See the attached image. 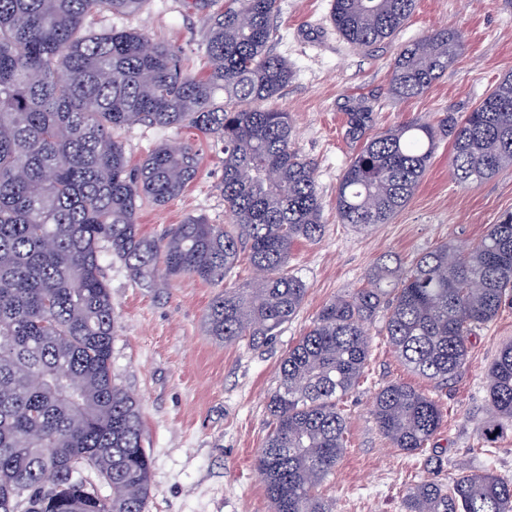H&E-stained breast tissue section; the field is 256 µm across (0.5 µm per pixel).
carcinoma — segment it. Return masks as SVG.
<instances>
[{"instance_id": "carcinoma-1", "label": "carcinoma", "mask_w": 512, "mask_h": 512, "mask_svg": "<svg viewBox=\"0 0 512 512\" xmlns=\"http://www.w3.org/2000/svg\"><path fill=\"white\" fill-rule=\"evenodd\" d=\"M146 0H0V512H145L151 458L141 409L112 377L115 312L107 256L147 288L172 278L219 281L246 255L266 276L226 288L205 317L226 345L261 346L301 308L307 288L288 270L292 245L322 234L316 165L295 147L289 113L265 108L293 71L271 53L277 0H224L207 17L208 74H186L179 52L131 29L92 32L88 18L135 14ZM417 0H332L349 44L391 39ZM464 35L442 28L405 46L390 91L421 95L448 70ZM224 100H219V94ZM360 143L336 188L343 224L387 223L419 186L436 141L452 138L450 167L469 186L512 168V72L464 117L415 118L367 138L372 113L347 112ZM189 127L223 144L226 228L189 216L160 239L141 233L145 204L162 206L198 172L187 144L155 149L138 166L115 132ZM367 284L326 303L288 349L270 395L272 430L256 458L271 512H335L321 487L347 446L343 400L364 378L377 316L396 357L446 383L466 366L474 328L512 301V214L475 243L444 242L405 269L386 258ZM479 281L482 287H472ZM40 376L42 384L31 387ZM491 442L512 423V344L487 371ZM373 419L391 447H427L439 403L404 382L379 388ZM95 470L101 495L81 472ZM404 512H512V481L469 469L408 488Z\"/></svg>"}]
</instances>
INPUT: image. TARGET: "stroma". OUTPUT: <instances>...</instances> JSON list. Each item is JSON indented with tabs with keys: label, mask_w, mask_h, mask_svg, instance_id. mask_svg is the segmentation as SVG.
Here are the masks:
<instances>
[{
	"label": "stroma",
	"mask_w": 512,
	"mask_h": 512,
	"mask_svg": "<svg viewBox=\"0 0 512 512\" xmlns=\"http://www.w3.org/2000/svg\"><path fill=\"white\" fill-rule=\"evenodd\" d=\"M193 0H149L140 13H109L88 20L90 29L134 28L155 42L175 47L185 73H207L204 13L224 9L208 0L206 12ZM331 0H278L270 42L287 58L293 78L272 107L290 113L300 154L317 168L325 232L292 248L289 268L305 281L304 304L279 336L261 348L224 345L208 336L204 318L223 289L243 285L252 271L239 264L220 283L188 277L168 288L142 287L118 259L106 258L116 323L112 376L141 403L145 447L152 458L147 512H270L255 460L271 432L268 398L279 384L281 358L308 329L320 308L362 286L380 256L411 263L438 244H469L512 212V168L470 187L459 185L448 165L450 143L442 141L408 204L389 223L363 231L336 215V187L355 153L346 135L349 110L373 114L372 133L422 118L436 123L463 115L512 71V0H418L392 40L357 48L329 20ZM463 32L458 59L423 95L400 98L389 90L400 48L433 30ZM118 136L131 163L155 147L194 144L201 154L196 179L166 205L143 206L138 221L145 235L159 238L187 215L227 225L220 143L190 128L137 125ZM371 352L360 386L344 400L347 448L322 492L336 512H402L407 487L447 480L462 468L480 467L512 478V429L488 451H480L476 424L487 414L486 370L500 347L512 341V303L477 327L468 363L448 383L432 386L397 359L381 321L369 327ZM407 382L431 392L443 422L422 454L392 448L370 414L376 391Z\"/></svg>",
	"instance_id": "35a3bbf8"
}]
</instances>
